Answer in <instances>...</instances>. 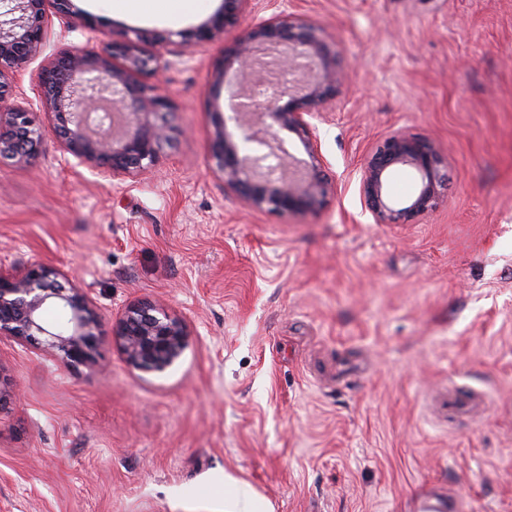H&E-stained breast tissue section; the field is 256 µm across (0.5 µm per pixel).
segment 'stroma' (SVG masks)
Here are the masks:
<instances>
[{"instance_id":"35a3bbf8","label":"stroma","mask_w":512,"mask_h":512,"mask_svg":"<svg viewBox=\"0 0 512 512\" xmlns=\"http://www.w3.org/2000/svg\"><path fill=\"white\" fill-rule=\"evenodd\" d=\"M348 81L316 127L334 186L319 212L244 208L209 169L214 84L237 27L159 78L178 132L158 170L112 180L46 133L0 163V267L61 268L103 314L98 366L0 337V512H415L421 491L512 512V0H295ZM94 0L51 24L31 90L91 30L190 32ZM448 157L437 209L365 211L361 169L397 131ZM149 298L192 336L161 372L113 340Z\"/></svg>"}]
</instances>
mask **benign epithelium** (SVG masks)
I'll use <instances>...</instances> for the list:
<instances>
[{"label": "benign epithelium", "instance_id": "obj_1", "mask_svg": "<svg viewBox=\"0 0 512 512\" xmlns=\"http://www.w3.org/2000/svg\"><path fill=\"white\" fill-rule=\"evenodd\" d=\"M252 0H224L222 10L190 34L164 39L147 30L111 38L98 53L64 52L41 68L33 93L50 120L60 148L96 174L114 178L156 169L176 128L172 101L141 80L167 69L165 55L183 56L234 27ZM53 4L63 26L81 16L73 0H0V160L34 164L43 154L40 113L23 104L21 81L47 41L46 7ZM275 55L291 80L257 98L250 77L258 54ZM344 69L336 46L297 12L294 4L259 18L224 48L216 82L224 86L230 112L217 113L211 135L212 171L224 191L245 205L285 216L317 212L331 190L323 173L321 143L310 118L328 111ZM301 142L308 160L297 175V158L280 132ZM395 164L420 175L408 204L385 191L383 176ZM448 159L429 140L399 131L383 139L362 165L361 196L377 224H408L439 204L447 187ZM102 315L56 266L33 263L17 273L0 269V336L35 345L72 367H93L103 336ZM129 364L160 372L187 347L190 330L149 299L128 306L112 328Z\"/></svg>", "mask_w": 512, "mask_h": 512}]
</instances>
